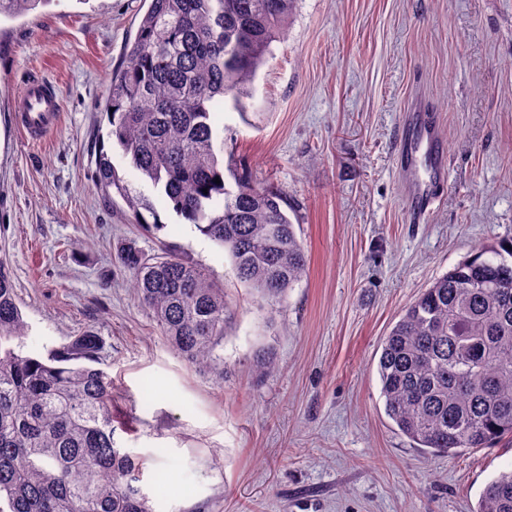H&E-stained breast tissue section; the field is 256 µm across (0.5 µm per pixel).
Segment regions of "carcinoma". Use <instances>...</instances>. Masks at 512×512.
I'll use <instances>...</instances> for the list:
<instances>
[{
    "instance_id": "obj_1",
    "label": "carcinoma",
    "mask_w": 512,
    "mask_h": 512,
    "mask_svg": "<svg viewBox=\"0 0 512 512\" xmlns=\"http://www.w3.org/2000/svg\"><path fill=\"white\" fill-rule=\"evenodd\" d=\"M51 2L0 0V18ZM295 2L150 0L102 106L129 165L270 303L307 275L308 254L278 188L226 184L214 114L255 76ZM95 178L143 221L151 205L103 154ZM121 264L179 356L224 375L235 310L223 286L179 254L148 259L130 246ZM27 331L0 260V512H153L137 486L139 460L115 439L100 337L42 357L23 351ZM252 362L258 377L275 364L264 348ZM377 370L386 415L417 448L449 454L512 436V264L481 251L437 278L384 338ZM477 512H512V469L486 485Z\"/></svg>"
}]
</instances>
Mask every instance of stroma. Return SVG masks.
I'll return each mask as SVG.
<instances>
[{"label": "stroma", "instance_id": "stroma-1", "mask_svg": "<svg viewBox=\"0 0 512 512\" xmlns=\"http://www.w3.org/2000/svg\"><path fill=\"white\" fill-rule=\"evenodd\" d=\"M147 0H52L0 20V258L28 352L99 336L112 423L154 512H477L512 443L432 455L386 416L377 362L402 310L449 269L512 240V0H297L237 99L216 114L224 166L278 187L309 256L280 304L129 166L100 112ZM56 87L60 125L12 122L26 77ZM424 101L448 184L410 223L399 126ZM107 154L153 203L140 224L95 179ZM175 249L237 300L224 375L191 369L138 303L122 248ZM276 366L254 378L255 350Z\"/></svg>", "mask_w": 512, "mask_h": 512}]
</instances>
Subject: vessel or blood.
Segmentation results:
<instances>
[{"instance_id": "vessel-or-blood-1", "label": "vessel or blood", "mask_w": 512, "mask_h": 512, "mask_svg": "<svg viewBox=\"0 0 512 512\" xmlns=\"http://www.w3.org/2000/svg\"><path fill=\"white\" fill-rule=\"evenodd\" d=\"M57 92L41 75H29L13 104L14 121L26 139L38 140L59 123ZM443 138L432 112L416 105L406 115L398 144V175L412 223L425 219L446 181Z\"/></svg>"}]
</instances>
